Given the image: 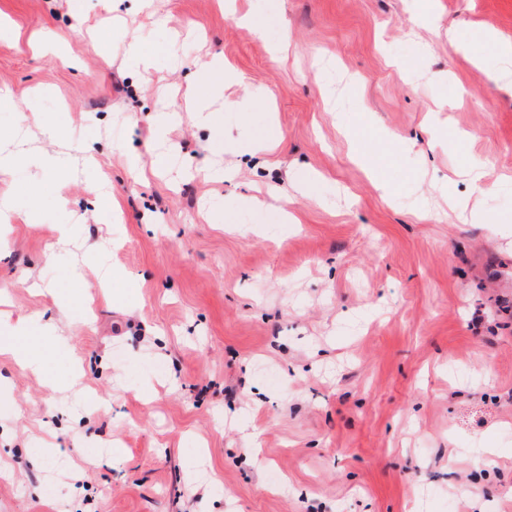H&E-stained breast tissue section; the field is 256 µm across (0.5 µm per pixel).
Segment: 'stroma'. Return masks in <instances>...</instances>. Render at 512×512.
<instances>
[{
  "instance_id": "stroma-1",
  "label": "stroma",
  "mask_w": 512,
  "mask_h": 512,
  "mask_svg": "<svg viewBox=\"0 0 512 512\" xmlns=\"http://www.w3.org/2000/svg\"><path fill=\"white\" fill-rule=\"evenodd\" d=\"M77 2L79 25L65 0H0V140L36 103L34 152H92L100 177L27 154L0 179V337L56 327L20 340L39 371L0 355V512H512V84L491 46L448 44L512 41V0ZM210 56L239 80L204 126ZM264 134L276 152L249 154ZM280 194L294 223L254 206ZM474 38L478 42L488 43L494 47L498 59V67L490 74L496 82L509 83L511 77L512 84V42H500L489 30H477Z\"/></svg>"
}]
</instances>
